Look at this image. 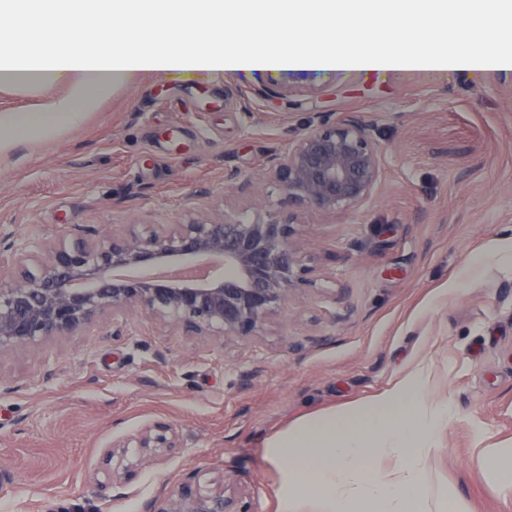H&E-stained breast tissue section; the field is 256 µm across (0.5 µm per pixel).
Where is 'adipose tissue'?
Returning <instances> with one entry per match:
<instances>
[{
  "label": "adipose tissue",
  "instance_id": "1",
  "mask_svg": "<svg viewBox=\"0 0 512 512\" xmlns=\"http://www.w3.org/2000/svg\"><path fill=\"white\" fill-rule=\"evenodd\" d=\"M242 15L276 12L285 18L288 47L304 50L309 66L350 73L384 71L496 72L512 76V60L499 51L512 41V24L496 27L494 10L512 11V0H0L12 22L0 28V84L33 88L44 98L33 112L0 113V152L15 144L56 135L79 124L100 97L154 77L170 62L185 68L237 67L241 42L223 41L224 6ZM341 12L351 32L337 41L335 28L302 43L316 18ZM395 13L399 24L420 15L457 20L442 53L389 36L363 48L362 34ZM124 18L108 47L78 42L79 34L109 17ZM483 37L480 63L469 47ZM63 86L67 96L53 88ZM450 411L426 395L425 374L415 369L392 388L365 401L300 418L271 435L265 455L278 473L279 512H470L456 493L429 501L424 468L449 427Z\"/></svg>",
  "mask_w": 512,
  "mask_h": 512
}]
</instances>
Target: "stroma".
<instances>
[{
    "label": "stroma",
    "mask_w": 512,
    "mask_h": 512,
    "mask_svg": "<svg viewBox=\"0 0 512 512\" xmlns=\"http://www.w3.org/2000/svg\"><path fill=\"white\" fill-rule=\"evenodd\" d=\"M345 112L385 149L378 193L341 213L290 203L266 155ZM229 168L250 185H225ZM213 210L293 218L309 285L246 342L125 312L0 349V512H143L192 477L276 512L265 437L418 366L451 414L427 495L508 512L476 460L512 443V264L476 258L512 235V78L174 67L0 155V238L71 243ZM156 420L180 447L130 456L122 486H101L113 442Z\"/></svg>",
    "instance_id": "obj_1"
}]
</instances>
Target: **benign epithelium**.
<instances>
[{
    "instance_id": "7a95c632",
    "label": "benign epithelium",
    "mask_w": 512,
    "mask_h": 512,
    "mask_svg": "<svg viewBox=\"0 0 512 512\" xmlns=\"http://www.w3.org/2000/svg\"><path fill=\"white\" fill-rule=\"evenodd\" d=\"M291 202L336 213L370 201L385 178L383 151L370 122L357 112L316 118L283 152L264 160ZM296 224L258 214L189 218L147 224L140 233L72 244L0 239V349L39 344L78 332L107 312L134 311L196 336L224 341L256 336L268 319L309 283ZM138 275L131 276L128 271ZM179 447L173 424L153 421L112 447L105 472L118 484L125 448L150 455ZM148 512H254L247 496L185 485L149 505Z\"/></svg>"
}]
</instances>
